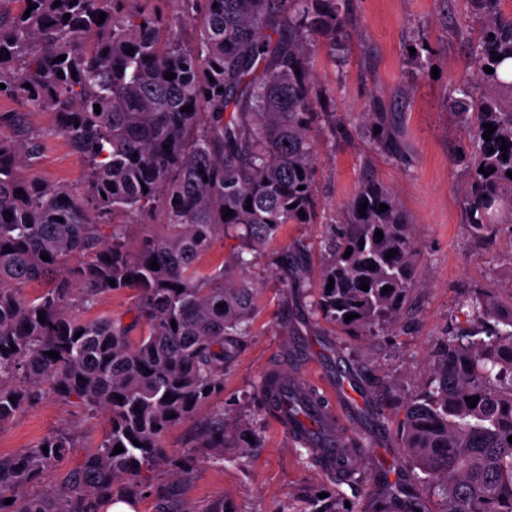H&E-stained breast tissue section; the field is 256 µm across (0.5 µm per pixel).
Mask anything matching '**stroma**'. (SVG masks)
Segmentation results:
<instances>
[{
  "mask_svg": "<svg viewBox=\"0 0 512 512\" xmlns=\"http://www.w3.org/2000/svg\"><path fill=\"white\" fill-rule=\"evenodd\" d=\"M348 35L329 49L318 44L313 72L336 107V125L325 127L317 145L315 192L318 218L292 224L255 253L248 277L261 290L263 311L255 329L224 372V392L189 420L173 427L164 445L170 455L187 451L217 410L226 427L260 423L261 448L224 458L200 459L186 498L199 507L224 500L229 512H282L312 489L349 502L352 512H373L376 501L396 505L419 498L425 512H439L441 499L428 489L401 446V403L429 381L428 359L437 337L465 328L463 302L472 288H488L512 304V225L493 241L476 238L465 219L460 189L466 169L460 158L469 139L449 106L452 89L473 79L471 45L481 21L472 0H339ZM23 112L30 129L47 133L38 162L27 169L35 182L80 189L86 166L67 141L52 135L53 116L30 110L19 97L0 95V116ZM397 130L402 147L377 145L365 113ZM386 186L414 225L417 281L401 315L363 337L334 329L310 311L309 301L289 288L274 265L297 238L310 244V270L327 260L325 244L347 217L359 186ZM297 373L326 392L344 382L352 403L335 402L337 433L355 435L353 477L341 480L293 445L272 414L257 413L253 394L265 372ZM108 426L103 413L77 399L49 395L0 425V456H10L62 427L100 442Z\"/></svg>",
  "mask_w": 512,
  "mask_h": 512,
  "instance_id": "obj_1",
  "label": "stroma"
}]
</instances>
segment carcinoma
Listing matches in <instances>:
<instances>
[{"instance_id":"carcinoma-1","label":"carcinoma","mask_w":512,"mask_h":512,"mask_svg":"<svg viewBox=\"0 0 512 512\" xmlns=\"http://www.w3.org/2000/svg\"><path fill=\"white\" fill-rule=\"evenodd\" d=\"M13 2L18 9L5 7ZM161 2L0 0V94L53 113L87 168L80 193L29 181L24 171L43 144L21 114L7 116L17 135L0 137V425L45 394L74 397L110 424L75 461L79 437L68 429L0 457V512H104L152 494L160 512H194L184 491L197 455L170 457L163 439L224 393V369L252 334L259 288L228 275L288 225L317 218L315 143L336 113L318 89L312 51L347 36L336 0H180L171 17ZM473 2L481 28L472 65L485 93L459 85L449 107L472 144L461 189L466 223L487 240L512 224V81L500 79L496 60L512 59V13H502L501 0ZM487 123L496 126L489 141ZM381 203L388 209L379 211ZM119 214L157 216L160 231L141 235L133 250L127 225L110 222ZM220 237L237 245L224 268L207 273L199 260ZM392 249L398 254L386 258ZM329 250L314 283L303 239L275 262L295 288L312 290L314 315L366 336L402 310L416 283V241L387 188L358 189ZM74 256L81 263L71 270ZM41 282L48 287L39 296L21 295ZM126 289L137 292L128 323L73 313ZM466 306L469 328L438 339L428 360L430 389L405 401L402 448L441 497V512H512V310L503 312L485 288L472 289ZM352 313L358 317L344 321ZM287 381L285 371L267 373L257 409L271 410ZM232 443L254 451L262 432L237 427ZM225 444L218 412L197 447ZM161 464L180 474L178 486L152 483L148 473ZM54 473L59 483H45ZM283 512L351 510L314 490Z\"/></svg>"}]
</instances>
